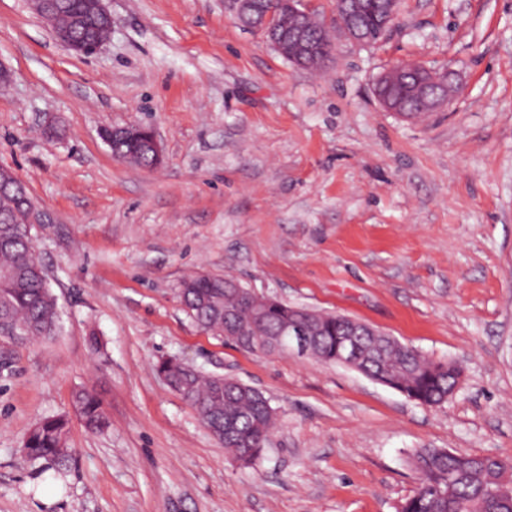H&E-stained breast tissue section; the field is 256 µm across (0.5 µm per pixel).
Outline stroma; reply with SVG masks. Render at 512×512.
I'll use <instances>...</instances> for the list:
<instances>
[{
    "label": "stroma",
    "mask_w": 512,
    "mask_h": 512,
    "mask_svg": "<svg viewBox=\"0 0 512 512\" xmlns=\"http://www.w3.org/2000/svg\"><path fill=\"white\" fill-rule=\"evenodd\" d=\"M112 39L71 53L0 0V167L48 216L34 244L56 336L0 340V512H398L421 448L512 459V0H399L371 46L320 68L280 58L224 0H105ZM418 60L460 85L408 119L375 79ZM55 123L59 136L44 135ZM146 124L162 161L115 158L106 126ZM345 315L463 376L425 406L364 374L204 333L182 279ZM163 358L254 387L276 426L236 463L157 371ZM109 426L88 431L76 391ZM69 420V468L23 454Z\"/></svg>",
    "instance_id": "1"
}]
</instances>
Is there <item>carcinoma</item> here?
Instances as JSON below:
<instances>
[{
	"instance_id": "carcinoma-1",
	"label": "carcinoma",
	"mask_w": 512,
	"mask_h": 512,
	"mask_svg": "<svg viewBox=\"0 0 512 512\" xmlns=\"http://www.w3.org/2000/svg\"><path fill=\"white\" fill-rule=\"evenodd\" d=\"M280 0H262L274 9L278 33L297 30L321 47H331L328 32L313 12L290 14L279 8ZM336 18L350 25L360 23L376 43L380 38L375 0H338ZM425 69L406 65L393 88L404 113L410 117L428 112L414 87ZM111 151L146 168L154 167L151 152L112 142V131L104 133ZM33 206L27 190L0 196V339L15 342V334L31 342L56 335L59 327L57 300L52 293L34 240L16 223L17 216ZM178 296L187 314L214 336L232 331L228 340L247 351L275 353L280 329L300 324L312 339L310 357L336 362V342L350 334L345 316L323 313L315 318L301 308L281 301L267 303L224 285L220 276L199 273L183 279ZM359 365L363 373L377 377L388 387L425 406L448 400L461 368L452 362L435 363L393 336H375L362 329ZM158 371L172 390L198 414L203 425L243 467L262 457L275 424V413L259 390L234 380L205 375L176 359H164ZM75 407L85 427L100 431L107 426L101 402L80 391ZM69 421L64 415L40 419L29 431L24 451L31 461L43 460L57 471L68 467L71 453L66 446ZM420 488L401 506L400 512H512V460L457 454L446 448H421L413 454Z\"/></svg>"
}]
</instances>
